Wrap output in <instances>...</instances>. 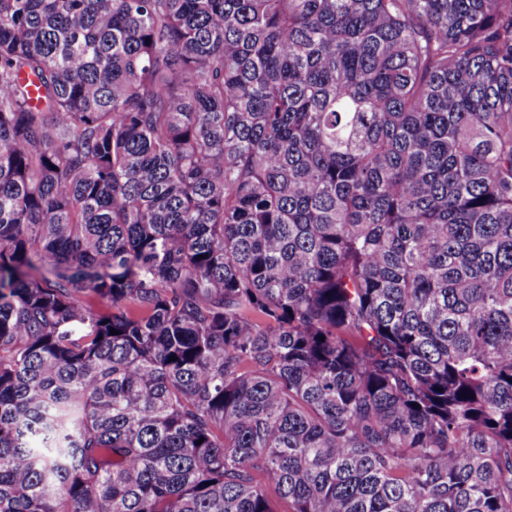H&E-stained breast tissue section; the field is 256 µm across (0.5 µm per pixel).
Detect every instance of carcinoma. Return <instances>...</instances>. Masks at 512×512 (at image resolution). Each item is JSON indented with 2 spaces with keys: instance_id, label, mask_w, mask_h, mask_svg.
Here are the masks:
<instances>
[{
  "instance_id": "cac0c4a2",
  "label": "carcinoma",
  "mask_w": 512,
  "mask_h": 512,
  "mask_svg": "<svg viewBox=\"0 0 512 512\" xmlns=\"http://www.w3.org/2000/svg\"><path fill=\"white\" fill-rule=\"evenodd\" d=\"M0 512H512V0H0Z\"/></svg>"
}]
</instances>
